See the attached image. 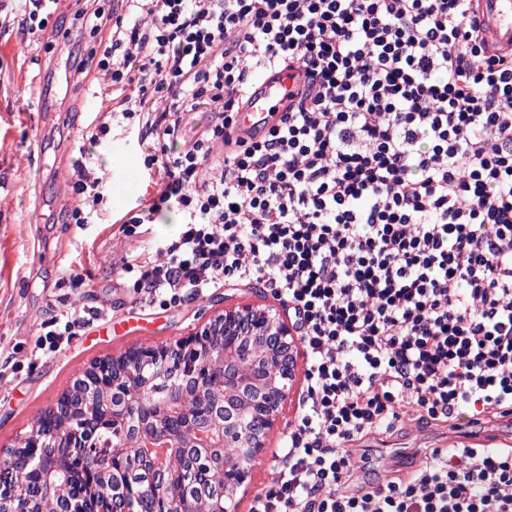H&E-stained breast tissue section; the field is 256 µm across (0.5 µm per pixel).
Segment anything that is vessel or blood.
Segmentation results:
<instances>
[{"label": "vessel or blood", "mask_w": 512, "mask_h": 512, "mask_svg": "<svg viewBox=\"0 0 512 512\" xmlns=\"http://www.w3.org/2000/svg\"><path fill=\"white\" fill-rule=\"evenodd\" d=\"M474 8L480 34L488 47L512 52V0H475ZM303 80L304 73L299 68L262 74L248 102L238 111V130H259L273 113L285 111L290 95Z\"/></svg>", "instance_id": "1"}]
</instances>
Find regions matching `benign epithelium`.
Returning a JSON list of instances; mask_svg holds the SVG:
<instances>
[{
  "label": "benign epithelium",
  "instance_id": "benign-epithelium-1",
  "mask_svg": "<svg viewBox=\"0 0 512 512\" xmlns=\"http://www.w3.org/2000/svg\"><path fill=\"white\" fill-rule=\"evenodd\" d=\"M252 339L276 357L279 378L263 386H252L239 378L226 362L220 370L224 392L195 416L199 431L212 428L219 417L224 420L226 448L235 443L241 432L251 434L252 441L246 446L244 461L235 466L229 478L236 489L251 482L253 462L265 448L267 435L274 428L280 408L290 394L297 349L293 327L272 308L244 306L227 309L194 334L171 345L170 350L177 352L179 357L175 360L164 358V371L154 376V380L174 396L194 386H208L212 383L209 375L200 371L190 375L184 373L185 362L203 349L217 351L221 355L229 350L241 351ZM126 376V369L109 358L94 363L77 381L79 393L93 398L107 391L116 402L99 418L77 420L67 438L60 440L45 434L33 440L26 455L6 466L0 465V505L5 506V512H28L30 495L21 490V484L33 461L48 458L79 467L86 457L99 454L96 433L104 426L117 423L124 427L123 441L106 450V455L114 458L121 455L131 442H138L145 435L170 437L169 433H163L150 424L149 418L133 410L130 402L125 400ZM72 411L73 398L70 394L60 397L49 409L58 418L69 417ZM92 512H156L152 489L121 486L95 503Z\"/></svg>",
  "mask_w": 512,
  "mask_h": 512
}]
</instances>
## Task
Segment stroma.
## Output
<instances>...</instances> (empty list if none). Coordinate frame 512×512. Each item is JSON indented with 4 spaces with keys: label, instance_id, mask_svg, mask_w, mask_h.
Listing matches in <instances>:
<instances>
[{
    "label": "stroma",
    "instance_id": "obj_1",
    "mask_svg": "<svg viewBox=\"0 0 512 512\" xmlns=\"http://www.w3.org/2000/svg\"><path fill=\"white\" fill-rule=\"evenodd\" d=\"M83 0H66L57 11L62 26L28 32L17 13L0 16V353L10 363L0 375V452L14 447L36 416L49 409L96 360L147 345L171 344L195 332L230 306L278 305L264 288L233 285L175 305L141 304L123 268L161 238L175 234L182 216L161 211L147 232L125 234L119 213L100 224H76L62 199L74 198L76 161L105 176L110 193L127 200V211L147 204L153 189L135 130L137 117L113 126L101 147L81 154L82 138L120 96L88 72L83 54L97 44L80 26ZM123 170L108 175L110 166ZM71 304L94 311L90 323L56 353H39L55 308ZM290 395L278 429L255 463L250 492L237 496V512H250L280 460L278 443L297 414ZM445 424L364 438L360 480L373 482L417 466L426 449L458 441Z\"/></svg>",
    "mask_w": 512,
    "mask_h": 512
}]
</instances>
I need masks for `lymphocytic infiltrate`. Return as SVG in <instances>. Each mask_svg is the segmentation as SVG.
Wrapping results in <instances>:
<instances>
[{"label":"lymphocytic infiltrate","mask_w":512,"mask_h":512,"mask_svg":"<svg viewBox=\"0 0 512 512\" xmlns=\"http://www.w3.org/2000/svg\"><path fill=\"white\" fill-rule=\"evenodd\" d=\"M472 0H126L80 67L123 91L156 193L183 222L124 272L144 305L234 284L287 303L305 351L296 422L251 512H512V448H432L354 483L357 441L512 415V53ZM305 82L260 134L253 80ZM211 113L183 138V115ZM79 224L106 184L71 175Z\"/></svg>","instance_id":"lymphocytic-infiltrate-1"}]
</instances>
